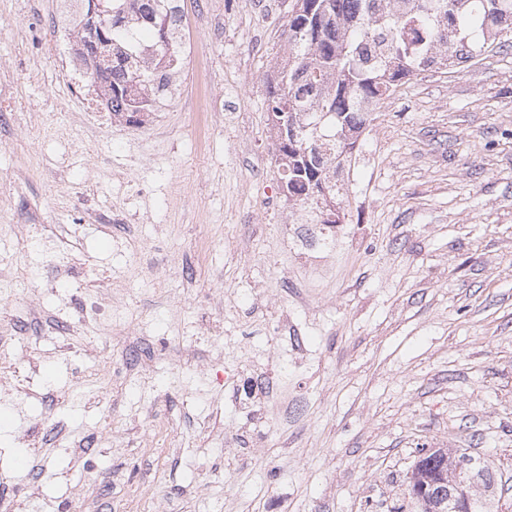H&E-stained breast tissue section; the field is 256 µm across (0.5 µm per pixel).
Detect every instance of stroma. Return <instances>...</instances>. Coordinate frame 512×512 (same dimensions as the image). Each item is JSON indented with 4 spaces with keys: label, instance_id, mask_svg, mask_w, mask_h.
Wrapping results in <instances>:
<instances>
[{
    "label": "stroma",
    "instance_id": "1",
    "mask_svg": "<svg viewBox=\"0 0 512 512\" xmlns=\"http://www.w3.org/2000/svg\"><path fill=\"white\" fill-rule=\"evenodd\" d=\"M180 5L192 49L153 138L83 127L53 88L55 0H0V77L20 105L0 130V319L34 297L74 327L0 337L15 366L0 388L23 383L0 396V479L35 484L25 512H66L70 491L88 512H420L418 450L450 448L493 475L476 497L512 512V38L379 104L322 271L283 233L311 213L282 190L266 112L287 12ZM204 66L228 109L203 141ZM19 198L83 279L18 244ZM99 210L130 221L91 223ZM78 289L111 293L108 317L83 315ZM208 295L222 306L202 326ZM46 416L62 441L28 447Z\"/></svg>",
    "mask_w": 512,
    "mask_h": 512
}]
</instances>
